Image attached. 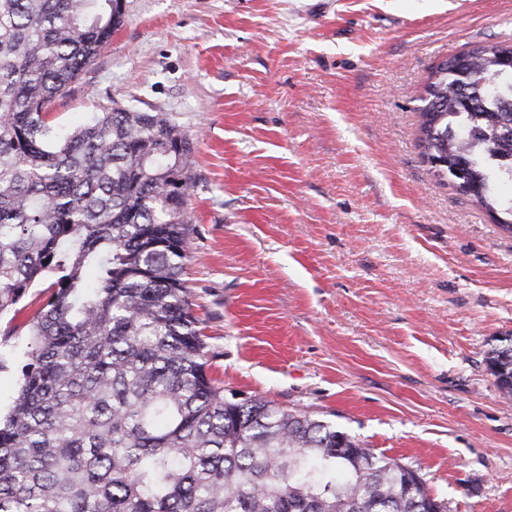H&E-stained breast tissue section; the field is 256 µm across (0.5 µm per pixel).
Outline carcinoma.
<instances>
[{
    "label": "carcinoma",
    "instance_id": "obj_1",
    "mask_svg": "<svg viewBox=\"0 0 512 512\" xmlns=\"http://www.w3.org/2000/svg\"><path fill=\"white\" fill-rule=\"evenodd\" d=\"M124 22V0H0V315L55 276L0 417V512H447L411 466L264 398L230 403L183 279L193 141L167 112L56 99ZM512 43L437 66L418 142L438 178L512 227ZM488 366L512 399V336Z\"/></svg>",
    "mask_w": 512,
    "mask_h": 512
}]
</instances>
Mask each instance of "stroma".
Listing matches in <instances>:
<instances>
[{"instance_id": "stroma-1", "label": "stroma", "mask_w": 512, "mask_h": 512, "mask_svg": "<svg viewBox=\"0 0 512 512\" xmlns=\"http://www.w3.org/2000/svg\"><path fill=\"white\" fill-rule=\"evenodd\" d=\"M512 42V0H125L57 99L172 113L194 140L183 278L228 393L263 397L417 469L448 512H512V235L434 176L417 140L432 69ZM0 316V413L27 321ZM496 341L487 356L488 366L496 378V384L506 400L512 399V336H504Z\"/></svg>"}]
</instances>
